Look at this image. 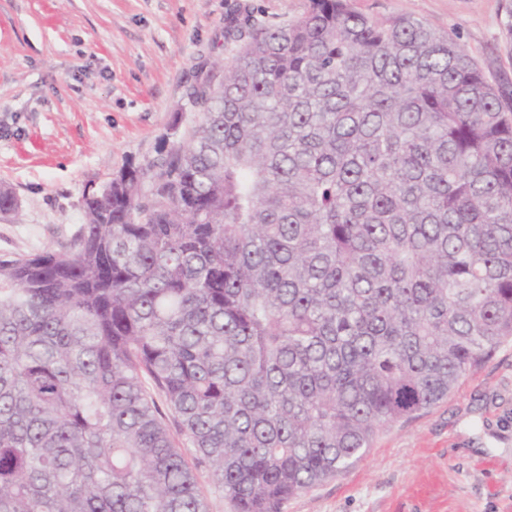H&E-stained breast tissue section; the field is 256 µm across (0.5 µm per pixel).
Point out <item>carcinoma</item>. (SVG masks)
Wrapping results in <instances>:
<instances>
[{
  "label": "carcinoma",
  "instance_id": "carcinoma-1",
  "mask_svg": "<svg viewBox=\"0 0 512 512\" xmlns=\"http://www.w3.org/2000/svg\"><path fill=\"white\" fill-rule=\"evenodd\" d=\"M224 41L188 142L0 256V512H207L195 468L284 512L512 338V97L456 38L310 0Z\"/></svg>",
  "mask_w": 512,
  "mask_h": 512
}]
</instances>
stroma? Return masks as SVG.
<instances>
[{"label": "stroma", "mask_w": 512, "mask_h": 512, "mask_svg": "<svg viewBox=\"0 0 512 512\" xmlns=\"http://www.w3.org/2000/svg\"><path fill=\"white\" fill-rule=\"evenodd\" d=\"M451 32L512 93V0H350ZM309 0H0V255L57 249L83 196L165 142L187 141L190 93L220 82L228 17L292 21ZM285 512H512V338L447 398L384 427L343 476Z\"/></svg>", "instance_id": "35a3bbf8"}]
</instances>
